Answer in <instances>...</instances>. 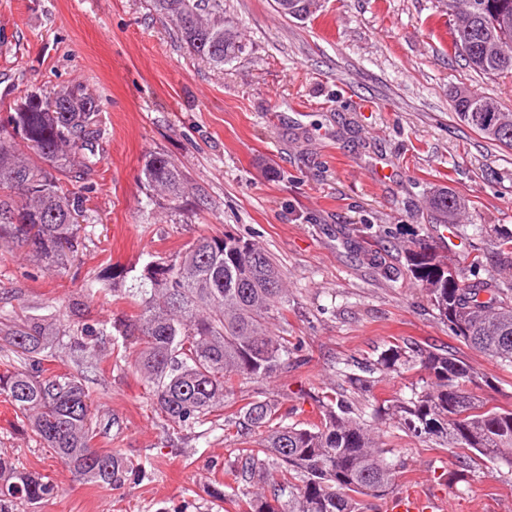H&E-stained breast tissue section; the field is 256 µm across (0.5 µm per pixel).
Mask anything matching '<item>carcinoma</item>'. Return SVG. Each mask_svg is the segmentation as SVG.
<instances>
[{"label": "carcinoma", "mask_w": 512, "mask_h": 512, "mask_svg": "<svg viewBox=\"0 0 512 512\" xmlns=\"http://www.w3.org/2000/svg\"><path fill=\"white\" fill-rule=\"evenodd\" d=\"M150 10L174 23L177 38L215 68L242 53L238 30L224 20V0H149ZM318 0H292L287 17L304 19ZM455 20L452 47L469 39L462 53L483 75L512 78V0H448ZM492 105L494 111L484 112ZM453 109L483 139L512 148V113L462 86ZM101 102L78 87L52 94L27 93L0 120V257L22 251L42 270L61 274L77 256L94 222L89 207L97 175ZM140 179L160 193L176 214L187 204L185 174L167 157L145 158ZM464 203L446 188L433 191L430 207L447 223ZM408 271L426 292L440 320L455 338L490 360L512 366V296L509 287L464 283L447 251L417 242L406 249ZM124 271L86 280L70 306L71 321L16 315L0 328L11 356L0 364V398L25 420L44 448L75 476L114 488L141 481L147 471L94 441L105 432L93 412L84 371L54 373L45 364L55 347L66 345L93 359L101 341L116 332L133 348L130 366L151 382L157 410L169 421L193 429L224 411L236 395L235 382L265 380L288 361L297 345L272 330L288 306L281 272L264 249L231 234L202 235L171 260H152L114 288ZM112 294L137 311L111 327L86 321V301ZM488 299H481V294ZM377 363L385 369L422 373L423 385L408 399L372 407V421L392 420L407 436L431 441L456 456L461 469L489 464L512 468V408L490 406L469 393L487 380L456 354L432 346L394 345ZM316 422L286 423L294 410L275 398H245L224 417V431L255 437L242 449L241 468L225 474L232 482L211 496L227 500L226 489L247 478L246 512H376L407 473L405 463L375 435L353 407L343 386L316 395ZM47 477L0 456V512H16L20 501L33 509L54 498Z\"/></svg>", "instance_id": "1"}]
</instances>
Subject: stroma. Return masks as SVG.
<instances>
[{
    "label": "stroma",
    "instance_id": "1",
    "mask_svg": "<svg viewBox=\"0 0 512 512\" xmlns=\"http://www.w3.org/2000/svg\"><path fill=\"white\" fill-rule=\"evenodd\" d=\"M224 16L246 49L219 70L190 54L147 0H0V118L5 92L79 84L100 101L103 132L95 221L77 260L56 274L20 252L0 259V312L42 307L64 322L84 279L174 257L201 234L240 235L279 266L288 308L275 330L298 345L244 394L277 397L300 422L316 420L314 394L347 370L373 380L369 402L407 398L420 373L376 360L390 344H420L452 348L488 377L476 396L512 408V367L453 337L404 258L433 236L449 241L466 281L512 280L499 254L512 235V149L481 138L452 107L464 85L512 112V81L454 53L446 0H322L303 21L281 16L273 0H224ZM152 153L186 175L185 210L169 212L141 184ZM435 186L465 201L456 223L430 211ZM125 355L105 340L87 372L109 425L96 446L121 451L149 479L118 490L78 481L0 402V452L58 487L38 512H239L209 491L237 463L240 441L220 419L200 431L169 422ZM376 431L437 512H512L511 468L460 475L447 449L389 422Z\"/></svg>",
    "mask_w": 512,
    "mask_h": 512
}]
</instances>
